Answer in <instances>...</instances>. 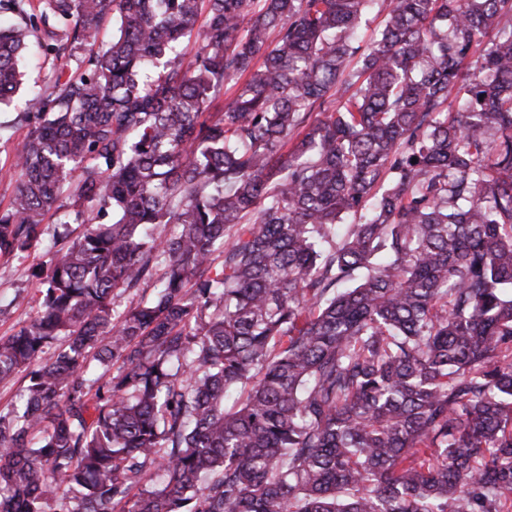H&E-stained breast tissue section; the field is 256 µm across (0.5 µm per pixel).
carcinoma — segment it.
<instances>
[{"label":"carcinoma","instance_id":"1","mask_svg":"<svg viewBox=\"0 0 512 512\" xmlns=\"http://www.w3.org/2000/svg\"><path fill=\"white\" fill-rule=\"evenodd\" d=\"M2 13L0 512H512V0ZM43 62L44 60L37 56L29 58L25 70L26 76L24 84L20 91L9 105H0V122L11 120L15 116V113L20 111L21 102L26 95L28 87L32 85L34 81L39 80L47 68V65ZM24 130L13 129L9 139L0 138V208L6 207L15 191L16 182L9 171L11 162L18 148L23 143ZM47 258L41 248L0 257V337L12 334L35 312L40 294L30 272Z\"/></svg>","mask_w":512,"mask_h":512}]
</instances>
